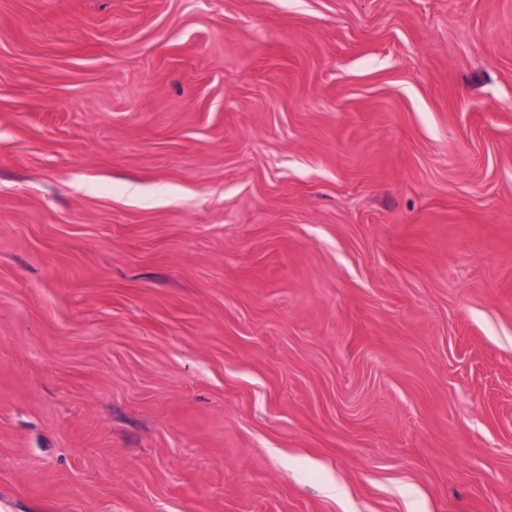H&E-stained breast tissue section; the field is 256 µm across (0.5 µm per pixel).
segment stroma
<instances>
[{
  "label": "stroma",
  "mask_w": 512,
  "mask_h": 512,
  "mask_svg": "<svg viewBox=\"0 0 512 512\" xmlns=\"http://www.w3.org/2000/svg\"><path fill=\"white\" fill-rule=\"evenodd\" d=\"M0 512H512V0H0Z\"/></svg>",
  "instance_id": "obj_1"
}]
</instances>
